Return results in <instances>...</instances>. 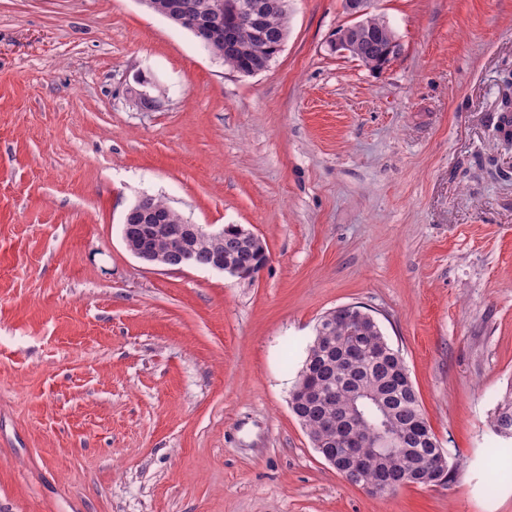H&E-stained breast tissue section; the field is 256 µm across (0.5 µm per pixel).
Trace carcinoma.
I'll list each match as a JSON object with an SVG mask.
<instances>
[{"mask_svg":"<svg viewBox=\"0 0 512 512\" xmlns=\"http://www.w3.org/2000/svg\"><path fill=\"white\" fill-rule=\"evenodd\" d=\"M220 1L225 8L216 14L208 6ZM199 9L191 20L200 29L198 40L219 56L233 71L252 76L266 70L277 57L276 46L288 38L289 8L268 13L269 36L253 39L247 28L239 31L244 49L234 55L224 53L220 29L235 24L231 4L235 0H191ZM154 246L160 251L176 250L187 267H199L211 261L213 254L199 246H188L173 238H160ZM260 248L259 241H250L235 231L224 236V262L247 265ZM315 386L325 393L315 403L296 401L291 407L306 429L314 447L334 448L336 457L345 452L335 440L322 442L324 421L336 417V407L354 403L363 416L361 434L393 435L400 448H387L377 455L372 448L355 452L368 460L360 473V485L369 486L379 494H390L408 484L429 485L450 478L448 465L434 469L438 448L431 446L420 426L428 425L421 408L419 393L400 353L394 350L377 324H370L362 307L354 305L332 318L324 315L308 348L306 359L298 372L291 394L301 386ZM496 435L512 438V399L498 407L491 421Z\"/></svg>","mask_w":512,"mask_h":512,"instance_id":"carcinoma-1","label":"carcinoma"}]
</instances>
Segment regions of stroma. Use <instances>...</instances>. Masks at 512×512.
Returning a JSON list of instances; mask_svg holds the SVG:
<instances>
[{
    "label": "stroma",
    "mask_w": 512,
    "mask_h": 512,
    "mask_svg": "<svg viewBox=\"0 0 512 512\" xmlns=\"http://www.w3.org/2000/svg\"><path fill=\"white\" fill-rule=\"evenodd\" d=\"M400 52L333 48L291 0L243 76L140 0H0V512H512V0H373ZM164 91L132 105L137 75ZM144 194L265 244L259 279L152 267ZM364 307L453 468L378 495L290 391L323 315ZM493 431L497 436L512 438V399L505 400L498 407L491 421Z\"/></svg>",
    "instance_id": "obj_1"
}]
</instances>
